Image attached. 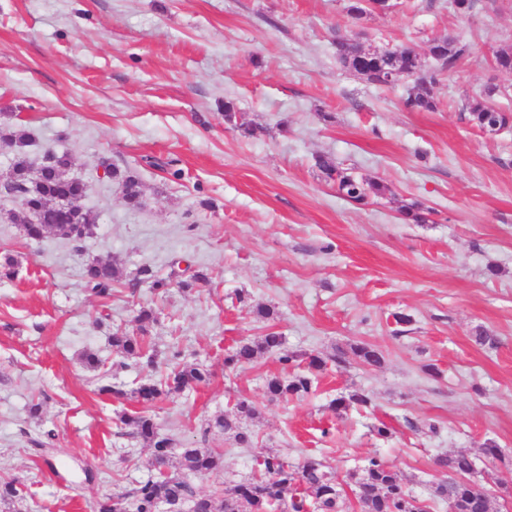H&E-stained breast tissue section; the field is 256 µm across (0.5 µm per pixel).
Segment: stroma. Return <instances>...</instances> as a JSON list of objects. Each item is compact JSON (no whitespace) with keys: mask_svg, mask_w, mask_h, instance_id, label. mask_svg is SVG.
Returning a JSON list of instances; mask_svg holds the SVG:
<instances>
[{"mask_svg":"<svg viewBox=\"0 0 512 512\" xmlns=\"http://www.w3.org/2000/svg\"><path fill=\"white\" fill-rule=\"evenodd\" d=\"M350 0H0V179L17 152L38 166L67 155L97 226L83 250L31 240L0 199V480H18L14 512H91L95 500L154 473L152 450L129 437L123 415L145 412L172 448H209L222 471L191 475L197 495L255 476L264 456L292 465L316 457L338 475L380 457L430 512H448L433 488L439 455L465 452L493 490V512H512V127L488 132L469 108L512 111V0H396L383 16L352 18ZM462 36L467 57L438 76L436 108L411 112L412 77L379 86L344 69L336 44L413 47ZM234 99L243 125L224 121ZM23 128L26 145L6 140ZM326 156L383 181L384 197L358 205L316 165ZM134 172L141 206L106 170ZM429 210L404 221L402 207ZM120 274L107 297L84 269ZM188 277L155 290L136 273ZM276 316L256 317V305ZM146 339L153 364L123 360L116 330ZM497 336L490 349L477 329ZM275 331L280 354L323 359L308 394L271 398L266 381L297 373L280 354L229 373L225 354ZM369 344L371 369L349 357ZM96 352L101 370L80 357ZM183 363L207 384L141 407L132 392ZM123 390L117 398L101 384ZM360 391L368 407L336 414ZM247 400L250 446L208 429ZM42 406L40 419L29 416ZM385 435H378V428ZM495 442L499 456L483 448Z\"/></svg>","mask_w":512,"mask_h":512,"instance_id":"1","label":"stroma"}]
</instances>
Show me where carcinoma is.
I'll use <instances>...</instances> for the list:
<instances>
[{"label":"carcinoma","mask_w":512,"mask_h":512,"mask_svg":"<svg viewBox=\"0 0 512 512\" xmlns=\"http://www.w3.org/2000/svg\"><path fill=\"white\" fill-rule=\"evenodd\" d=\"M441 56L437 61L441 69L453 68L468 51L466 42L459 39L437 38L432 40ZM338 61L346 68L365 76L370 82L385 85L383 75L388 73H410L421 68L420 60L407 48L398 47L385 51L364 48L358 42H340L336 47ZM436 82L431 73L420 82H415L404 106L409 111H431L436 108L433 95L425 88ZM470 120L480 129L504 127L512 123V114L502 112L492 105H477L471 108ZM70 160L67 156L50 154L37 171H32L27 159L19 156L12 166L7 182L6 196L17 205L13 213L33 215V220L23 225L26 236L39 240L54 234V228L71 224L76 228L92 231L96 214L87 209L82 200L86 195L85 185L67 175ZM317 165L325 177L336 184V189L349 200L363 204L371 198L386 194L387 186L379 180L358 177L335 164L331 159L320 157ZM112 180L122 188L126 201L132 206L141 205L143 188L137 176L116 167L109 172ZM118 277V269L110 262H93L86 268L88 287L97 295H107L112 282ZM154 321L152 311H139L137 322L141 335L125 332L112 334V347L126 358H142L149 352L145 343V324ZM282 337L270 332L257 344L239 343L224 357V369L234 372L254 362L261 351L271 353L280 349ZM353 356L367 367H378L384 363L382 352L367 344L351 347ZM323 361L318 357L309 358L307 372L291 377L273 376L267 380V391L275 398H286L309 393L312 386L310 373L321 369ZM210 379L207 369L198 364L183 365L168 375L165 380H147L134 391V397L152 404L163 397L178 394L195 385L205 384ZM368 396L354 392L341 397L331 404L340 413L351 407H366ZM235 417L218 415L208 428H217L233 435L235 443L247 445L251 434L240 425L243 417L256 416V409L246 400L235 404ZM121 423L130 428L132 434L149 443L153 452L154 466L158 474L141 481L129 491L114 493L96 504L97 512H155L156 503L169 502L183 505L191 502L189 512H272L276 507L282 512H350L338 485L344 482L359 489L360 512H425L423 506L409 499L402 479L396 471L382 460L373 457L359 470L346 474L338 481L329 466L317 458L307 459L302 466L294 467L279 455H268L260 466L263 475L247 482L237 483L222 490V499L215 501L211 496H196L189 476L200 472H217L224 468L223 456L205 448L180 449V466L177 472L164 470L172 454L170 439L161 436L153 420L144 415H124ZM438 465L459 476L461 482L455 485L439 483L434 494L448 502L450 512H490V497L473 489L477 481L474 460L464 452L442 455Z\"/></svg>","instance_id":"obj_1"}]
</instances>
